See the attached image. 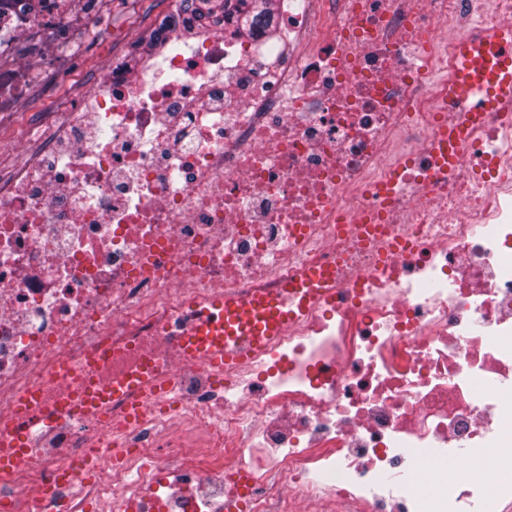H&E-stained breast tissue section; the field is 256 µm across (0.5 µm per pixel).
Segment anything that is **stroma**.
Instances as JSON below:
<instances>
[{"label": "stroma", "instance_id": "obj_1", "mask_svg": "<svg viewBox=\"0 0 512 512\" xmlns=\"http://www.w3.org/2000/svg\"><path fill=\"white\" fill-rule=\"evenodd\" d=\"M173 0H97L81 30L63 29L48 83L30 89L23 107L0 114V176L10 177L21 156L14 138L38 117L57 119L83 96L91 74L104 70L116 55L130 53L148 38Z\"/></svg>", "mask_w": 512, "mask_h": 512}]
</instances>
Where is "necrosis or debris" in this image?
I'll list each match as a JSON object with an SVG mask.
<instances>
[{
	"label": "necrosis or debris",
	"instance_id": "4bbe7bcc",
	"mask_svg": "<svg viewBox=\"0 0 512 512\" xmlns=\"http://www.w3.org/2000/svg\"><path fill=\"white\" fill-rule=\"evenodd\" d=\"M268 4L278 39L231 17L114 58L0 179V435L32 445L0 512H224L241 471L247 512L512 503V125L453 170L432 154L458 42L512 28V0ZM52 17L86 21L0 0V112L50 73L54 39L10 51ZM330 268L335 297L246 368L185 360L199 303ZM113 386L102 416L70 406Z\"/></svg>",
	"mask_w": 512,
	"mask_h": 512
}]
</instances>
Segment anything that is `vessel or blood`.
<instances>
[{"label": "vessel or blood", "mask_w": 512, "mask_h": 512, "mask_svg": "<svg viewBox=\"0 0 512 512\" xmlns=\"http://www.w3.org/2000/svg\"><path fill=\"white\" fill-rule=\"evenodd\" d=\"M448 96L459 105L461 116L435 134L434 157L443 171L462 160L488 115L512 117V30L484 31L461 40L451 64ZM333 280L329 271H311L288 282L283 298H213L183 333L186 360L202 359L220 370L246 366L310 306L326 299ZM23 455L14 438L0 440V469H14Z\"/></svg>", "instance_id": "vessel-or-blood-1"}]
</instances>
